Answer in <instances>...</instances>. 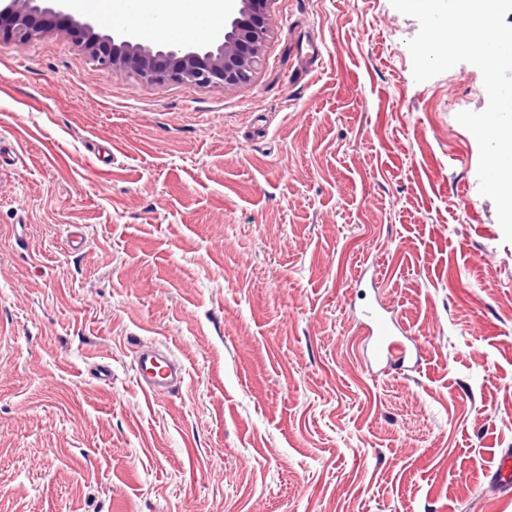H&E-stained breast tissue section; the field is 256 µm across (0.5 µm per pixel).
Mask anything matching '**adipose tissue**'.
Returning <instances> with one entry per match:
<instances>
[{"label":"adipose tissue","instance_id":"obj_1","mask_svg":"<svg viewBox=\"0 0 512 512\" xmlns=\"http://www.w3.org/2000/svg\"><path fill=\"white\" fill-rule=\"evenodd\" d=\"M159 27L151 29V36L189 38L222 32L224 0H155Z\"/></svg>","mask_w":512,"mask_h":512}]
</instances>
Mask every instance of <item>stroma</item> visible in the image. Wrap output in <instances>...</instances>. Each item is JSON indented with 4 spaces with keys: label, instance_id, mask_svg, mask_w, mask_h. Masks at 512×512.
<instances>
[{
    "label": "stroma",
    "instance_id": "obj_1",
    "mask_svg": "<svg viewBox=\"0 0 512 512\" xmlns=\"http://www.w3.org/2000/svg\"><path fill=\"white\" fill-rule=\"evenodd\" d=\"M271 16L228 88L0 45V512H512V242L456 119L482 74L415 82L390 0ZM378 302L419 361L369 365ZM141 342L179 390H140Z\"/></svg>",
    "mask_w": 512,
    "mask_h": 512
}]
</instances>
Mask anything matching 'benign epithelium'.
Here are the masks:
<instances>
[{"label": "benign epithelium", "instance_id": "obj_1", "mask_svg": "<svg viewBox=\"0 0 512 512\" xmlns=\"http://www.w3.org/2000/svg\"><path fill=\"white\" fill-rule=\"evenodd\" d=\"M224 34L206 45L137 41L126 30L100 28L79 20L64 0H0V43L17 50L43 36L61 31L103 69L132 71L147 83L238 86L251 81L265 57L272 0H232Z\"/></svg>", "mask_w": 512, "mask_h": 512}]
</instances>
